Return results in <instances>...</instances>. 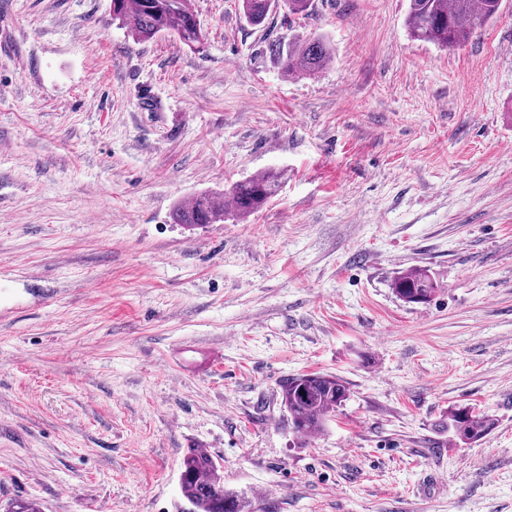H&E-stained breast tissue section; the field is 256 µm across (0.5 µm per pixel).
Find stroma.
Instances as JSON below:
<instances>
[{
  "label": "stroma",
  "instance_id": "1",
  "mask_svg": "<svg viewBox=\"0 0 512 512\" xmlns=\"http://www.w3.org/2000/svg\"><path fill=\"white\" fill-rule=\"evenodd\" d=\"M110 3L0 0V512H189V448L253 512H512V0L447 49L408 0H191L197 50ZM271 169L249 217L172 222ZM315 372L350 396L298 448L280 382ZM463 404L495 425L454 447ZM241 7L246 19L253 25L264 22L270 11L275 7V0H241ZM271 52L278 57L287 75L314 74L331 58L330 46L322 38L308 39L289 48L285 53L280 45L274 44ZM396 294L412 303L427 302L435 293V285L423 269L413 268L399 276L393 284Z\"/></svg>",
  "mask_w": 512,
  "mask_h": 512
}]
</instances>
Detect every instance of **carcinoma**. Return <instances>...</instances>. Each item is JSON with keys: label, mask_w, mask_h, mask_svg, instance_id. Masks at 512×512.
Segmentation results:
<instances>
[{"label": "carcinoma", "mask_w": 512, "mask_h": 512, "mask_svg": "<svg viewBox=\"0 0 512 512\" xmlns=\"http://www.w3.org/2000/svg\"><path fill=\"white\" fill-rule=\"evenodd\" d=\"M502 0H409L406 24L411 35L441 47H453L476 28L494 18ZM276 0H241L246 19L253 25L264 22ZM112 20L137 41L150 40L161 33L179 39L191 49L204 43L206 34L189 0H112ZM284 73L314 74L331 58L330 46L322 38L308 39L283 50L274 44ZM279 187L278 176L266 172L233 183L228 194L204 192L190 203L178 206L172 215L177 224L199 226L224 221V199L247 215L261 209ZM396 294L412 303L428 301L435 285L426 271L410 269L393 284ZM349 397V388L334 375L300 374L283 381L281 405L288 412L295 433L305 438L322 432ZM493 419L471 405H458L448 411V435L454 444H471L488 435ZM179 486L192 512H246L248 502L224 489V472L219 461L202 448H189L180 462Z\"/></svg>", "instance_id": "1"}]
</instances>
